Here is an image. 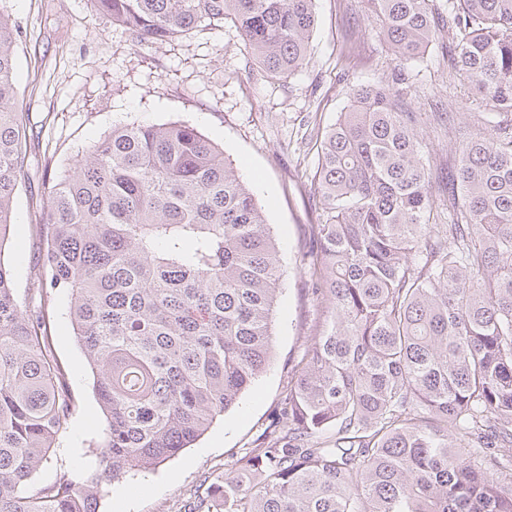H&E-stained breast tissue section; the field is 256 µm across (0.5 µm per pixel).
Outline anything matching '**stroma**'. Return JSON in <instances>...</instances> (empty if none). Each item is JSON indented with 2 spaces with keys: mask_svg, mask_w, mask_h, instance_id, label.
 <instances>
[{
  "mask_svg": "<svg viewBox=\"0 0 512 512\" xmlns=\"http://www.w3.org/2000/svg\"><path fill=\"white\" fill-rule=\"evenodd\" d=\"M21 31L16 47L17 108L26 119L28 170L13 203L15 222L0 249L16 288L29 286L37 256L31 214L77 156L128 123L183 121L223 147L224 157L264 210L285 284L273 316L275 357L239 405L190 448L159 468L107 486L101 512H186L198 486L220 482L242 449L255 447L278 415L291 366L304 353L319 314L308 300L300 257L322 212L311 190V129L333 125L360 85L405 93L424 129L423 152L447 161L448 132L431 114L476 112L478 100L448 78L447 38L421 59H394L368 24L363 0H318L311 64L272 79L234 28L198 30L141 46L95 11L92 0H0ZM53 346L69 370L79 407L37 481L95 460L91 442L102 413L93 375L73 336L68 303L55 297Z\"/></svg>",
  "mask_w": 512,
  "mask_h": 512,
  "instance_id": "1",
  "label": "stroma"
}]
</instances>
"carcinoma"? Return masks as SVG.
I'll return each mask as SVG.
<instances>
[{
	"label": "carcinoma",
	"instance_id": "1",
	"mask_svg": "<svg viewBox=\"0 0 512 512\" xmlns=\"http://www.w3.org/2000/svg\"><path fill=\"white\" fill-rule=\"evenodd\" d=\"M137 44L230 25L268 75L309 66L318 0H92ZM399 60L448 34V79L484 111L434 113L424 158L402 96L352 90L317 138L301 267L322 318L257 448L188 512H512V0H366ZM21 31L0 7V248L27 175ZM19 293L0 262V512H99L102 488L205 434L274 358L282 264L219 148L182 123L124 124L75 160L34 224ZM69 299L103 415L88 468L36 483L76 407L53 351Z\"/></svg>",
	"mask_w": 512,
	"mask_h": 512
}]
</instances>
